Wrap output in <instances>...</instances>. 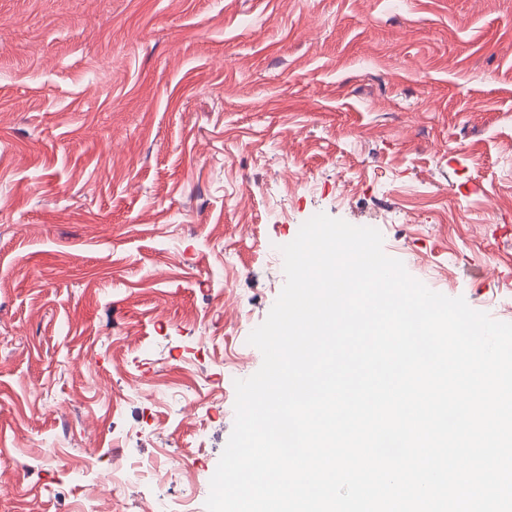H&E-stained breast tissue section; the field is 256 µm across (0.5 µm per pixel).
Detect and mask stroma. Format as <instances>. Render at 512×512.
<instances>
[{"label": "stroma", "instance_id": "1", "mask_svg": "<svg viewBox=\"0 0 512 512\" xmlns=\"http://www.w3.org/2000/svg\"><path fill=\"white\" fill-rule=\"evenodd\" d=\"M319 213L512 322V0H0V512H205Z\"/></svg>", "mask_w": 512, "mask_h": 512}]
</instances>
